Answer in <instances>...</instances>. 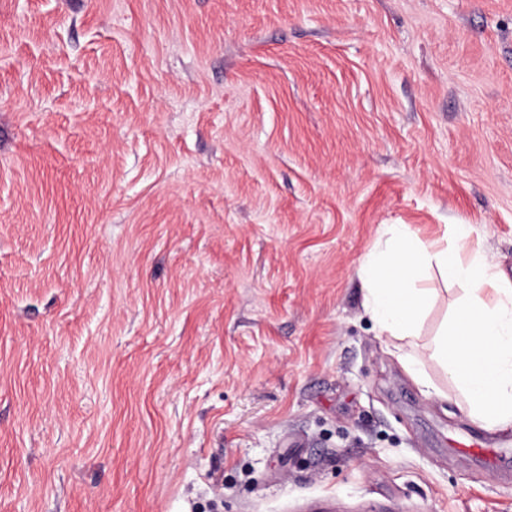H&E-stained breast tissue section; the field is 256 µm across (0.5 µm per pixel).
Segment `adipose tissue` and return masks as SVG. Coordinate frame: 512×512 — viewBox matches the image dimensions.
<instances>
[{"label":"adipose tissue","mask_w":512,"mask_h":512,"mask_svg":"<svg viewBox=\"0 0 512 512\" xmlns=\"http://www.w3.org/2000/svg\"><path fill=\"white\" fill-rule=\"evenodd\" d=\"M465 285L463 305L440 332L434 355L466 395L467 416L489 432L512 428V276L470 247L468 225L452 240L423 243L394 224L384 248L365 255L358 275L378 335H416L435 293L430 273Z\"/></svg>","instance_id":"obj_1"}]
</instances>
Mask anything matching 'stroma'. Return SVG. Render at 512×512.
<instances>
[{"mask_svg": "<svg viewBox=\"0 0 512 512\" xmlns=\"http://www.w3.org/2000/svg\"><path fill=\"white\" fill-rule=\"evenodd\" d=\"M388 224L512 273V0H0V512H512ZM404 362L407 370L412 375L417 384L420 385L422 391L426 393L428 396L435 397L441 402L447 401L448 394H444L441 392L433 381L423 374L421 369V361L416 355H412L409 353H404L399 356Z\"/></svg>", "mask_w": 512, "mask_h": 512, "instance_id": "stroma-1", "label": "stroma"}]
</instances>
